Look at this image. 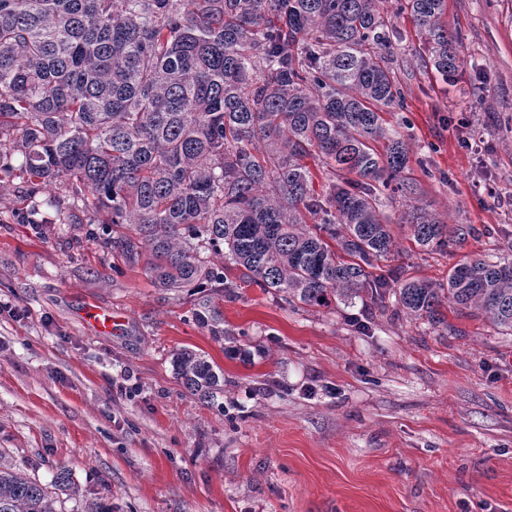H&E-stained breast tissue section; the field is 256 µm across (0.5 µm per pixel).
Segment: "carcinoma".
I'll list each match as a JSON object with an SVG mask.
<instances>
[{"instance_id": "1", "label": "carcinoma", "mask_w": 512, "mask_h": 512, "mask_svg": "<svg viewBox=\"0 0 512 512\" xmlns=\"http://www.w3.org/2000/svg\"><path fill=\"white\" fill-rule=\"evenodd\" d=\"M448 0H0V160L22 155L24 196L160 288L240 281L288 305L352 306L448 329L446 311L512 335V258H467L447 282L384 268L397 252L387 210L402 198L406 238L448 253L494 229L450 224L420 204L411 156L384 118L406 109L391 67L409 14L419 63L443 79L463 65ZM312 159L322 169L316 193ZM193 316L234 339L205 298ZM182 386L224 411V374L205 355L172 358ZM79 495L0 462V512H58Z\"/></svg>"}]
</instances>
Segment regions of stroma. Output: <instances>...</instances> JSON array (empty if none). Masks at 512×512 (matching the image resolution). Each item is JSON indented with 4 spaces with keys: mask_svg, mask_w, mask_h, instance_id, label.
<instances>
[{
    "mask_svg": "<svg viewBox=\"0 0 512 512\" xmlns=\"http://www.w3.org/2000/svg\"><path fill=\"white\" fill-rule=\"evenodd\" d=\"M465 63L420 67L409 16L393 66L413 143L434 145L420 197L453 223L494 228L411 276L445 281L512 241V0H448ZM21 156L0 190V453L41 482L67 468L112 512H512V335L449 315L430 331L371 304L281 306L242 286L217 298L245 330L233 355L192 315L198 293L112 262L79 224H33ZM446 174L449 185L437 174ZM111 309L117 330L86 315ZM205 353L224 409L189 395L172 355Z\"/></svg>",
    "mask_w": 512,
    "mask_h": 512,
    "instance_id": "stroma-1",
    "label": "stroma"
}]
</instances>
